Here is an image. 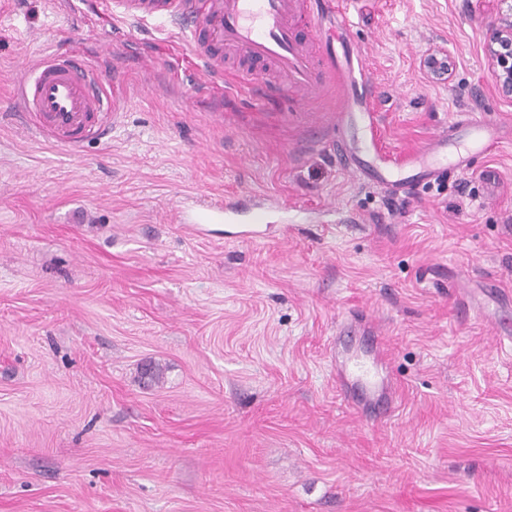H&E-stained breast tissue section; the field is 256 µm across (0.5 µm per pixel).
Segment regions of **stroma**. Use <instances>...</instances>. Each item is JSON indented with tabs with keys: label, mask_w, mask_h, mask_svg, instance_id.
I'll return each instance as SVG.
<instances>
[{
	"label": "stroma",
	"mask_w": 512,
	"mask_h": 512,
	"mask_svg": "<svg viewBox=\"0 0 512 512\" xmlns=\"http://www.w3.org/2000/svg\"><path fill=\"white\" fill-rule=\"evenodd\" d=\"M387 149L512 129L468 0H349ZM68 44L123 87L110 140L23 131L14 77ZM452 60L450 80L421 64ZM336 85L262 101L171 26L0 0V512H512V144L388 197L336 156ZM297 205L192 232L186 200ZM495 280L499 288L487 292ZM384 336L396 417L344 401L342 323ZM159 365V379L143 365ZM422 64L432 77L450 80L452 69L445 53L441 51L428 52L424 56Z\"/></svg>",
	"instance_id": "1"
}]
</instances>
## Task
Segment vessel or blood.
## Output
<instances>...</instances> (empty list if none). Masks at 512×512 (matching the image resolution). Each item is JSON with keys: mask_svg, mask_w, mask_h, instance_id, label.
Here are the masks:
<instances>
[{"mask_svg": "<svg viewBox=\"0 0 512 512\" xmlns=\"http://www.w3.org/2000/svg\"><path fill=\"white\" fill-rule=\"evenodd\" d=\"M120 14L139 19L175 21L200 58L208 53L197 38L206 31L209 41L233 50L238 56L274 65L287 80L280 94L300 88L315 91L323 73L310 49L294 34L293 17L299 8L326 13L325 0H113ZM337 32L330 41L336 81L341 87L336 121V150L356 174L390 195H400L418 183H429L448 171H467L475 156L500 147L501 129L484 116L461 112L447 130L437 133L421 149L405 155L386 151L374 134L376 110L370 102L372 77L360 55L350 52L343 40L349 22L334 15ZM31 136L76 149L89 139L109 133L117 100L99 69L79 52L58 47L40 57L15 85ZM291 206L260 199L251 208L240 202H215L197 207L182 206L179 219L192 229L211 223L239 225V238L255 241L263 225L288 223ZM336 379L347 392L363 389L356 406L371 409L383 403L393 411L394 401L384 386L379 356L371 359L342 357L336 363Z\"/></svg>", "mask_w": 512, "mask_h": 512, "instance_id": "vessel-or-blood-1", "label": "vessel or blood"}]
</instances>
